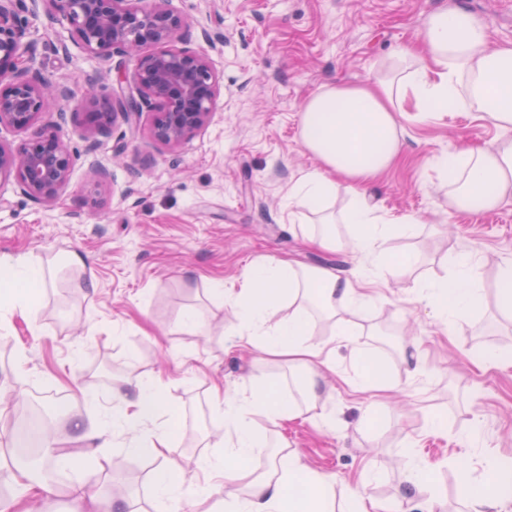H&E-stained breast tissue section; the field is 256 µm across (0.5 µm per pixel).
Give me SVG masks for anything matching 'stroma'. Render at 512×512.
Masks as SVG:
<instances>
[{
    "label": "stroma",
    "instance_id": "obj_1",
    "mask_svg": "<svg viewBox=\"0 0 512 512\" xmlns=\"http://www.w3.org/2000/svg\"><path fill=\"white\" fill-rule=\"evenodd\" d=\"M457 6L487 22L493 43H512V0H169L186 22L181 45L204 53L221 84L208 124L171 149L151 137L148 112L90 135L78 105L85 76H97L106 99L118 89V72L134 65L86 54L65 19L48 15L41 0H24L23 48L46 78L74 93L40 117L61 121L74 163L48 203H34L14 182L0 184V256L26 254L55 268L32 315L0 327V396H10L0 399V502L17 492L11 417L32 403L59 405L57 512H72L69 490L91 473L100 495L124 501L129 512H155L152 475L165 467L192 474L224 435L214 386L232 394L259 382L286 395L294 385L287 363L237 347L240 312L215 293L267 255L370 276L374 303L344 313L355 331L351 346L335 345L332 323L310 317L311 341L333 351L326 402L312 419L278 427L253 416L268 442L257 462L294 451L376 501L379 512H391L407 464L431 470L423 499L438 500V512L462 508L458 461H468L478 488L492 466L512 465V316L496 302L499 269L512 260V200L458 212L436 164L463 147L496 142L503 131L469 106L401 118V155L366 194L398 227L385 259L414 258L407 275L374 277L372 263L347 245L334 252L306 246L286 201L318 165L300 139L310 95L385 77L390 55L416 42L427 15ZM101 167L109 172L102 181ZM407 223L412 232H400ZM463 249L477 264L482 300L444 326L406 289L413 277L447 278ZM73 252L83 268L64 266ZM79 279L84 287H76ZM190 309L202 330L182 327ZM411 353L415 373L402 361ZM377 369L393 390L356 389L363 372ZM153 376L164 388L158 423L173 429L168 460L133 454L121 440L84 454L83 430L111 412L114 397H132Z\"/></svg>",
    "mask_w": 512,
    "mask_h": 512
}]
</instances>
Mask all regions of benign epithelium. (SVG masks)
Instances as JSON below:
<instances>
[{"label":"benign epithelium","mask_w":512,"mask_h":512,"mask_svg":"<svg viewBox=\"0 0 512 512\" xmlns=\"http://www.w3.org/2000/svg\"><path fill=\"white\" fill-rule=\"evenodd\" d=\"M51 15L66 19L71 38L89 55L134 60L132 79L118 77L120 90L99 103L96 81H87L82 103L91 107L92 130L110 132L118 117L130 119L143 109L154 113L152 138L176 147L203 128L220 95L219 80L208 58L172 45L183 21L168 0H42ZM22 0H0V126L31 128L53 100L72 97L66 84H53L20 51L17 9ZM155 50L149 51L147 47ZM73 155L61 136V123L35 130L16 146L0 143V183L14 181L36 203H48L67 184Z\"/></svg>","instance_id":"7a95c632"}]
</instances>
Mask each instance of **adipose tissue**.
I'll list each match as a JSON object with an SVG mask.
<instances>
[{"label": "adipose tissue", "instance_id": "adipose-tissue-1", "mask_svg": "<svg viewBox=\"0 0 512 512\" xmlns=\"http://www.w3.org/2000/svg\"><path fill=\"white\" fill-rule=\"evenodd\" d=\"M489 40L483 19L461 8L437 11L423 22L419 49L403 48L393 54L394 81L331 86L310 96L301 111V140L319 166L295 182L288 193L290 204L322 211L337 185L347 184L354 205L345 222L353 247L365 257L382 254L391 227L367 202L366 188L400 153V117L411 110L437 111L449 100L477 104L485 119L507 133L492 147L465 148L440 161L453 189L454 206L491 209L512 197V43L493 47ZM45 279L43 267L27 256H0V318L30 315L36 307L33 291L43 287ZM314 289L326 317L337 322L333 334L338 342L351 344L354 333L338 314L372 302L358 276L334 267L306 269L286 258L264 257L245 270L238 287L221 293L241 311L239 346L304 372L299 387L285 398L259 385L245 387L232 400L225 392H215V404L224 410V450L197 460L195 487L203 498L214 487L224 488V512H331L335 477L304 468L296 456L280 458L270 472L252 480L244 478L260 445L249 423L251 415L261 414L276 423L320 404L321 383L332 365L330 352L306 338L308 297ZM409 289L421 295L441 322L464 314L480 299L472 258L465 252L454 260L448 279L428 284L415 280ZM284 303L291 309L288 318L271 323V314ZM161 392L157 379L141 381L134 397L114 402L111 422L84 432L88 447H111L112 427L117 424L135 432L134 452L167 458L172 451L168 428L138 433L159 416ZM458 476L466 512H512L494 486L480 493L474 490L468 464H460ZM16 482L21 493L10 502V512H53L52 484L32 483L22 471Z\"/></svg>", "mask_w": 512, "mask_h": 512}]
</instances>
